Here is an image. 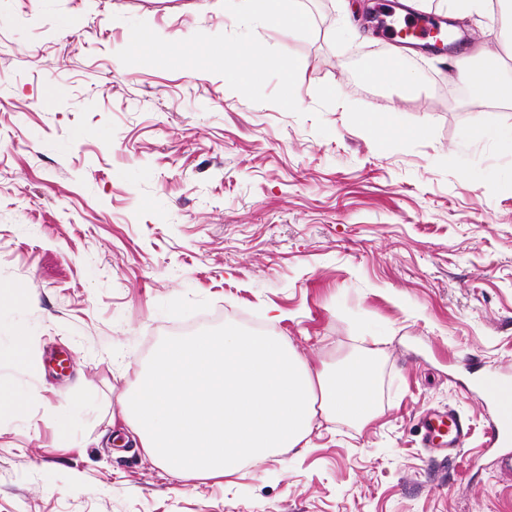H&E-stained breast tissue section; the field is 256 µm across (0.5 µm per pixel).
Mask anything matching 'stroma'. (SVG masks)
<instances>
[{
  "label": "stroma",
  "instance_id": "obj_1",
  "mask_svg": "<svg viewBox=\"0 0 512 512\" xmlns=\"http://www.w3.org/2000/svg\"><path fill=\"white\" fill-rule=\"evenodd\" d=\"M300 3L311 35L255 28L299 60L294 114L215 73L118 59L133 19L170 41L236 32L222 0H0V384L30 397L0 415V512H512L466 393L512 378V152L463 138L512 106L473 101L456 65L501 55L511 81L512 28L466 19L400 95L362 81L397 43L356 20L398 0ZM323 84L339 103L319 106ZM368 112L420 134L376 141ZM224 324L314 369L377 358L374 416L320 422L231 477H171L120 402L164 337ZM444 407L472 427L450 458L417 427Z\"/></svg>",
  "mask_w": 512,
  "mask_h": 512
}]
</instances>
